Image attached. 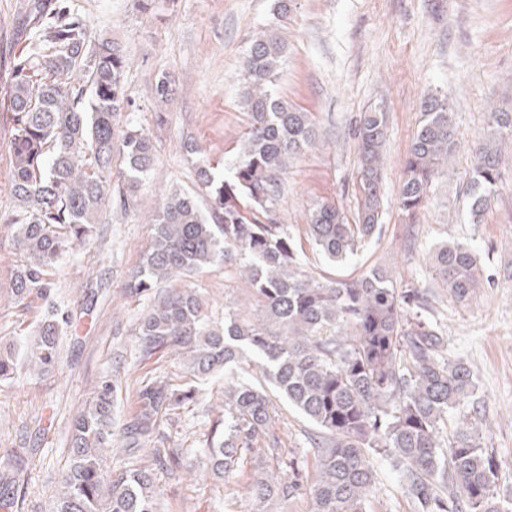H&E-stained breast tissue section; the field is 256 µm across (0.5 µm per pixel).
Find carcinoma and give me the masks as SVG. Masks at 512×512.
<instances>
[{
  "instance_id": "cac0c4a2",
  "label": "carcinoma",
  "mask_w": 512,
  "mask_h": 512,
  "mask_svg": "<svg viewBox=\"0 0 512 512\" xmlns=\"http://www.w3.org/2000/svg\"><path fill=\"white\" fill-rule=\"evenodd\" d=\"M26 22L14 33L25 47L4 57L9 82L0 87V110L10 121L14 210L5 223L24 263L11 279L18 305L49 297L47 272L65 253L90 243L108 196L128 204L153 164V143L142 128L116 134L112 118L130 105L126 58L108 39H90L84 19L68 0H30ZM284 42L272 31L253 40L244 61L243 103L249 123L231 176L200 161L197 182L208 197L203 211L194 195L170 189L151 222V239L130 294L157 289L137 332L146 359L175 352L196 384L224 374V415L199 449L206 474L234 482L251 463V512L266 503L307 495L311 512H368L378 461L398 473L414 512H512L499 494V465L483 446L482 420L448 430V417L471 401L475 374L448 354V337L435 317L434 289L464 304L483 287L484 264L468 242L434 249L432 282L399 284L378 265L349 279L319 281L303 267V247L277 207L289 160L316 146L312 117L288 106L272 89ZM386 114L369 109L354 119L359 167V208L347 223L336 205L318 203L307 238L326 260L341 264L382 233L383 149ZM460 146L447 98L430 95L401 167L399 210L407 244L442 165ZM512 153V112L487 114L486 131L471 146L468 190L472 224L502 184L503 159ZM122 166L112 167L114 157ZM238 262L257 305L254 319L224 312L212 320L192 288L158 290L189 278L218 255ZM68 314L47 305L33 336L0 349V381L15 377L18 356L29 372H52L60 328ZM270 383L316 429L310 435L313 470L277 448H258L274 418L264 383ZM116 385L102 377L92 402L71 425L69 463L61 473L52 512H157V470L180 467L184 449L160 436L162 416L192 401L196 385L173 387L141 379L122 447L152 446L142 465L114 478L104 470L112 447ZM25 487L12 482L1 504L21 512Z\"/></svg>"
}]
</instances>
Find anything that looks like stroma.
<instances>
[{"instance_id": "obj_1", "label": "stroma", "mask_w": 512, "mask_h": 512, "mask_svg": "<svg viewBox=\"0 0 512 512\" xmlns=\"http://www.w3.org/2000/svg\"><path fill=\"white\" fill-rule=\"evenodd\" d=\"M93 38H107L125 53L131 102L115 118L133 124L154 144L152 169L127 210L107 201L88 248L66 254L49 271L52 300L69 315L61 331L58 364L47 376L0 384V484L26 485L23 512H49V496L68 459L70 425L88 406L95 383L111 376L117 390L112 414L121 426L133 412V390L143 376L186 385L180 358H143L136 342L149 298L124 287L149 243V218L172 188L197 190L198 161L230 164L248 115L242 105L243 61L255 35L279 32L285 44L274 90L295 109L311 113L320 140L299 154L283 177L278 216L303 239L307 270L351 278L386 264L403 281L429 280V253L443 239L472 241L494 275L468 304L437 291L439 317L452 357L478 378L476 409L490 430L485 446L500 467V491L512 494V157L506 178L481 223L467 216L469 145L485 131V116L512 108V0H71ZM163 76L174 82L171 101L156 100ZM447 96L462 134L460 149L436 181L419 214L416 246L405 250L398 208L402 161L419 126L421 103ZM387 114L385 187L380 237L342 265L326 261L305 240L309 214L328 202L354 218L357 154L349 132L359 112ZM194 152H187V145ZM22 257L10 225L0 223V345L31 336L45 300L18 306L10 300L12 274ZM216 318L233 310L252 315L249 289L234 262L216 258L188 281ZM224 405V383L206 386L194 403L163 416L160 432L184 448L176 472H160V512H247L228 499L222 482L202 473L194 450ZM271 432L279 448L311 460L308 422L277 402ZM371 512H413L397 473L377 465Z\"/></svg>"}]
</instances>
